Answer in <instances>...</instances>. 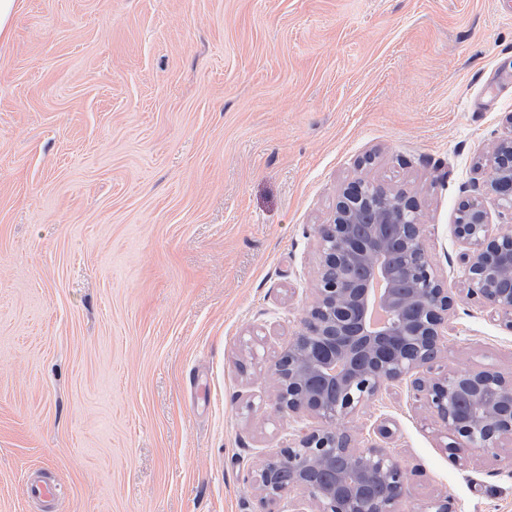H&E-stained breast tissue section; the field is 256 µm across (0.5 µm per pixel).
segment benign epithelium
<instances>
[{"mask_svg":"<svg viewBox=\"0 0 512 512\" xmlns=\"http://www.w3.org/2000/svg\"><path fill=\"white\" fill-rule=\"evenodd\" d=\"M486 191L512 207V130L489 159ZM365 236L354 232L363 212ZM454 225L468 250L461 256L466 298L512 327V228L494 233L475 201ZM320 269L315 298L300 331L270 367L278 412L306 416L288 447L262 457L252 486L264 512H399L407 471L382 445L358 448L344 423L378 392L411 379L415 397L439 424L453 461L462 449L496 454L512 443V376L491 368L432 372L456 300L443 288L427 254L414 196L359 178L344 186L329 224L316 226ZM366 270L349 276L345 261Z\"/></svg>","mask_w":512,"mask_h":512,"instance_id":"benign-epithelium-1","label":"benign epithelium"}]
</instances>
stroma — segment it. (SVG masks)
<instances>
[{"mask_svg":"<svg viewBox=\"0 0 512 512\" xmlns=\"http://www.w3.org/2000/svg\"><path fill=\"white\" fill-rule=\"evenodd\" d=\"M499 8L23 0L0 40V512H261L252 468L309 423L275 409L270 367L359 177L420 204L457 299L435 369L512 374L454 234L471 199L512 226L484 189L512 128ZM348 427L406 466L405 512H512V446L453 463L410 381ZM38 478L62 496L29 498Z\"/></svg>","mask_w":512,"mask_h":512,"instance_id":"35a3bbf8","label":"stroma"}]
</instances>
